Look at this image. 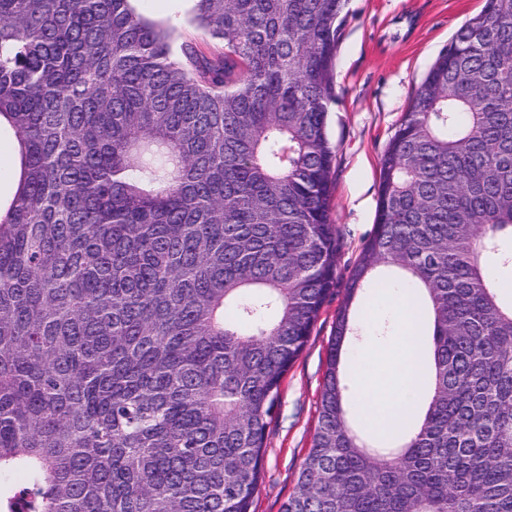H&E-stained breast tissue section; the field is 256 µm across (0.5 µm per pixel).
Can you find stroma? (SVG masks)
<instances>
[{
    "label": "stroma",
    "instance_id": "35a3bbf8",
    "mask_svg": "<svg viewBox=\"0 0 512 512\" xmlns=\"http://www.w3.org/2000/svg\"><path fill=\"white\" fill-rule=\"evenodd\" d=\"M486 0H348L335 62L336 100L327 117L335 148L330 219L340 238L337 283L295 364L284 377L264 457L253 512H281L318 422L328 347L345 286L377 217L381 160L418 87L454 32L479 14ZM192 0H140L143 17L177 26L202 40L190 25ZM350 305L355 335L346 355L361 361L372 348L395 340L399 314L377 289Z\"/></svg>",
    "mask_w": 512,
    "mask_h": 512
}]
</instances>
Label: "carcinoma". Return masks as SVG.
I'll return each instance as SVG.
<instances>
[{
    "label": "carcinoma",
    "instance_id": "cac0c4a2",
    "mask_svg": "<svg viewBox=\"0 0 512 512\" xmlns=\"http://www.w3.org/2000/svg\"><path fill=\"white\" fill-rule=\"evenodd\" d=\"M347 0H0V512H251L279 387L336 287ZM312 448L282 512H512V0L452 36L381 160ZM400 272L408 434L350 427V304ZM193 4L191 0H141L137 11L153 22L175 25L183 37L202 42L204 36L188 21Z\"/></svg>",
    "mask_w": 512,
    "mask_h": 512
}]
</instances>
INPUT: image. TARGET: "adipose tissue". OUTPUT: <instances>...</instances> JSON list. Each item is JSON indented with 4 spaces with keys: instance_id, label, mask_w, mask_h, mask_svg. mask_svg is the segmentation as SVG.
Wrapping results in <instances>:
<instances>
[{
    "instance_id": "adipose-tissue-1",
    "label": "adipose tissue",
    "mask_w": 512,
    "mask_h": 512,
    "mask_svg": "<svg viewBox=\"0 0 512 512\" xmlns=\"http://www.w3.org/2000/svg\"><path fill=\"white\" fill-rule=\"evenodd\" d=\"M388 297L400 309L401 327L388 351L369 353L375 366L361 371L355 401L363 418L393 431L410 422L416 407L419 326L416 311L402 290H389Z\"/></svg>"
}]
</instances>
